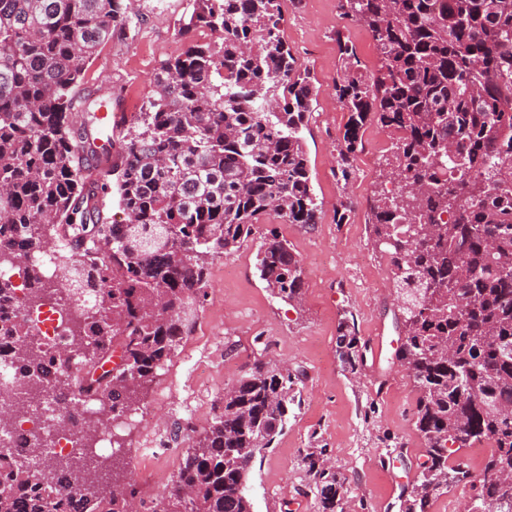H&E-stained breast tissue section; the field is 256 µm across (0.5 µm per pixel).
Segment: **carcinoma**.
<instances>
[{"label":"carcinoma","mask_w":512,"mask_h":512,"mask_svg":"<svg viewBox=\"0 0 512 512\" xmlns=\"http://www.w3.org/2000/svg\"><path fill=\"white\" fill-rule=\"evenodd\" d=\"M380 56L369 76L336 33L334 88L348 112L337 138L336 179H353L362 130L373 119L399 133L370 204L374 248L390 257L404 339L396 360L418 393L425 460L402 512H429L453 484L482 512H512V0H342ZM126 0H0V264L23 265L48 236L66 238V268L109 284L94 306L66 314L64 331L86 375L49 370L54 357L26 340L27 319L0 282V337L33 376L112 403V421L134 417L159 371L196 323L206 297L205 260L230 254L261 216L315 224L304 131L314 82L280 33L281 0H194L186 50L165 59L147 112L133 123L119 169L88 180L112 131L101 117L112 92L82 88L89 61L129 23ZM205 28L212 42L192 31ZM127 216L111 224L104 197ZM102 257L85 264L83 245ZM255 268L272 296L300 300L301 261L271 230ZM71 295L49 279L33 302ZM344 364L360 340L338 326ZM448 344L452 355L444 353ZM124 364L97 372L110 347ZM299 373L263 356L230 386L224 406L182 455L148 512H253L248 479L257 454L288 424ZM494 442L482 472L449 456ZM91 443L67 457L45 446L0 447V512H129L130 482L109 479ZM304 456L319 512H343L346 477ZM73 493L58 497V485ZM188 490L186 498L182 492Z\"/></svg>","instance_id":"cac0c4a2"}]
</instances>
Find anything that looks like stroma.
<instances>
[{"mask_svg":"<svg viewBox=\"0 0 512 512\" xmlns=\"http://www.w3.org/2000/svg\"><path fill=\"white\" fill-rule=\"evenodd\" d=\"M192 9L193 0H134L130 25L116 31L89 62L88 87L111 91L112 109L122 116L112 132L114 146H123L144 111L160 62L184 50L181 29ZM340 30L366 72H375L380 59L371 49L372 36L343 18L340 0H283L282 35L314 77L316 98L305 136L321 209L316 224H289L270 213L256 231L275 229L290 244L304 270L301 300L286 305L259 280L257 241L212 260L194 331L161 370L125 433L128 477L157 469L171 479L179 451L189 445L180 428H206L221 410L225 388L261 352L300 372L301 380L287 428L275 447L258 455L250 473L253 512H318L302 462L311 448L326 449L347 477V512H401L426 447L415 426L413 381L395 359L401 328L390 264L374 249L368 225V202L393 138L380 122H370L353 181L337 183L336 137L348 117L334 91ZM343 201L351 202L352 211L340 224L336 208ZM344 318L365 346L354 370L344 367L337 353ZM155 432L175 441L176 455L164 456L159 446L149 445Z\"/></svg>","mask_w":512,"mask_h":512,"instance_id":"1","label":"stroma"}]
</instances>
